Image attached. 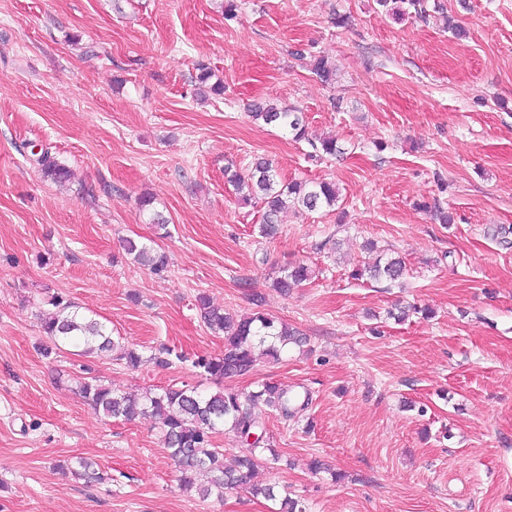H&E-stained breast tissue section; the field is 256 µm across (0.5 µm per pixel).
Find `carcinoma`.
<instances>
[{"mask_svg": "<svg viewBox=\"0 0 512 512\" xmlns=\"http://www.w3.org/2000/svg\"><path fill=\"white\" fill-rule=\"evenodd\" d=\"M251 116L266 124L279 125L291 132L296 140L307 136L302 113L296 109H279L257 101L251 105ZM38 162L52 181L63 183L69 180L70 170L49 152H42ZM225 173L228 181L238 189H248L246 199L260 205L259 234L266 239L277 234L279 216L289 207L313 211L323 206L332 207L339 199V189L331 182L280 183L271 163L263 158L255 159L246 174L229 168ZM123 247L132 260L148 267L151 273L160 276L167 271L168 257L164 252L134 239L125 240ZM405 271V262L400 257L383 254L375 264L353 269L351 278L395 285L404 278ZM310 278L309 267L297 264L281 270L272 286L286 295ZM47 305L52 307V312L42 319L41 327L47 342L40 350L46 358L57 354L64 346L76 343L83 346L85 356L117 351L118 359L132 369L140 367L146 359L162 368L170 367L175 358L182 359L169 348H162L145 358L136 350L119 345L112 339L106 324L79 313L71 302L59 295L51 296ZM196 308L212 332L224 334V352L214 357L198 356L192 360V367L200 375L218 382L251 373L258 348L262 349L263 355L277 360L287 345L300 347L306 343V337L299 330L261 311L250 315L232 314L212 306L204 295L196 297ZM78 392L108 418L130 421L139 416H150L157 420L164 445L170 449L178 480L185 489L196 487L200 478L206 480V484L197 486L204 496L214 490L222 492L246 486L254 496L279 501V512H303L300 500L288 496L279 499L274 485L252 482L259 463L274 465L280 462V455L271 447L270 441L257 440L247 445L235 466L226 467L224 454L214 446V437L227 425L241 439L263 431L262 413L266 410L276 412L284 419L292 418L307 408L309 394L301 395L264 382L246 394L232 389L206 394L184 385L130 395L112 390L96 376L82 378Z\"/></svg>", "mask_w": 512, "mask_h": 512, "instance_id": "obj_1", "label": "carcinoma"}]
</instances>
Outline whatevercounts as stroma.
I'll return each instance as SVG.
<instances>
[{
    "instance_id": "obj_1",
    "label": "stroma",
    "mask_w": 512,
    "mask_h": 512,
    "mask_svg": "<svg viewBox=\"0 0 512 512\" xmlns=\"http://www.w3.org/2000/svg\"><path fill=\"white\" fill-rule=\"evenodd\" d=\"M222 2L0 0V512H275L241 489L182 490L153 418H106L76 392L86 364L121 392L216 391L190 363L39 352L38 316L60 294L146 358L163 344L217 356L196 296L248 314L254 292L308 343L223 385L312 397L293 420L264 412L284 463L257 481L306 512H512V247L488 233L512 227V0H426L424 19L376 0H236L228 20ZM200 63L223 95H197ZM261 99L303 112L308 140L254 121ZM319 137L341 154L314 157ZM257 156L280 182H335L338 203L286 211L260 238L259 205L224 177ZM127 238L165 251L167 273L126 257ZM384 249L405 287L351 279ZM299 261L313 279L281 295L273 278ZM400 302L434 316L395 322ZM79 457L100 480L70 473ZM44 174L56 183H63L69 180L70 170L55 157H52L49 151H44L38 158Z\"/></svg>"
}]
</instances>
